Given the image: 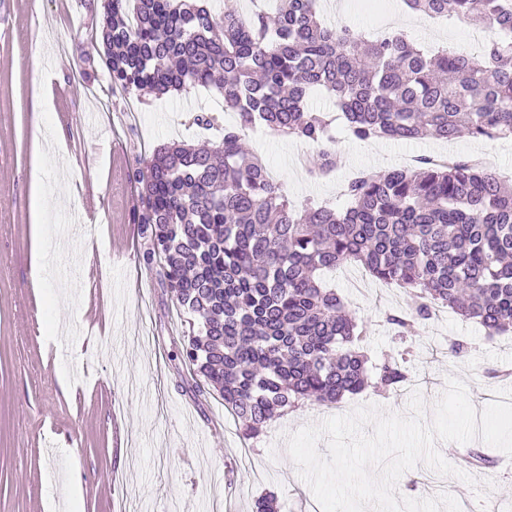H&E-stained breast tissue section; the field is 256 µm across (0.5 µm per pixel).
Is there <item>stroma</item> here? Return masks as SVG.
I'll use <instances>...</instances> for the list:
<instances>
[{"label": "stroma", "instance_id": "35a3bbf8", "mask_svg": "<svg viewBox=\"0 0 512 512\" xmlns=\"http://www.w3.org/2000/svg\"><path fill=\"white\" fill-rule=\"evenodd\" d=\"M388 2L389 30L417 46L475 48L474 26ZM102 19L88 0H74L63 15L57 0H0V512H250L267 493L278 512H304L314 496L288 454L289 433L367 404L408 413L415 389L431 421L452 376L465 382L476 409L512 402V390L487 376L512 368V335L487 336L447 310L399 338L385 316L405 308L403 289L371 281L358 292L336 272L331 284L369 323L364 351L374 361L405 351L409 386L386 394L369 388L334 406L306 403L270 421L244 450L223 399L200 392L183 359L190 317L141 258L129 178L162 145L221 140L237 116L213 88L141 100L112 93L88 37ZM84 70L90 80L75 85ZM201 109L216 116L214 126L194 124ZM245 142L291 200L332 205L355 172L383 171L403 153L438 146L431 138L370 144L342 136L335 173L315 180L302 164L312 146L261 125ZM451 148L481 154L512 181V139L462 138ZM39 197L51 205L37 216ZM39 246L50 270L42 281L31 276ZM453 339L467 342L466 356L449 354ZM510 486L512 470L502 468L474 487L444 479L445 493L477 508Z\"/></svg>", "mask_w": 512, "mask_h": 512}]
</instances>
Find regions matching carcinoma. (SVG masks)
<instances>
[{"instance_id": "1", "label": "carcinoma", "mask_w": 512, "mask_h": 512, "mask_svg": "<svg viewBox=\"0 0 512 512\" xmlns=\"http://www.w3.org/2000/svg\"><path fill=\"white\" fill-rule=\"evenodd\" d=\"M273 13L201 0H104L101 61L112 90L161 97L214 87L239 124L211 148L172 143L131 172L142 258L159 266L197 317L185 359L250 441L286 408L322 406L368 387L410 381L401 354L377 363L360 349L367 326L323 279L361 266L407 289L390 313L398 335L448 307L489 336L512 331V186L469 157L362 171L346 207L296 208L243 149L257 124L312 145L310 172L337 164L329 123L307 108L334 96L360 141L512 138V0H405L429 18L455 16L491 32L475 53L426 54L404 35L374 41L319 19L317 0H276Z\"/></svg>"}]
</instances>
